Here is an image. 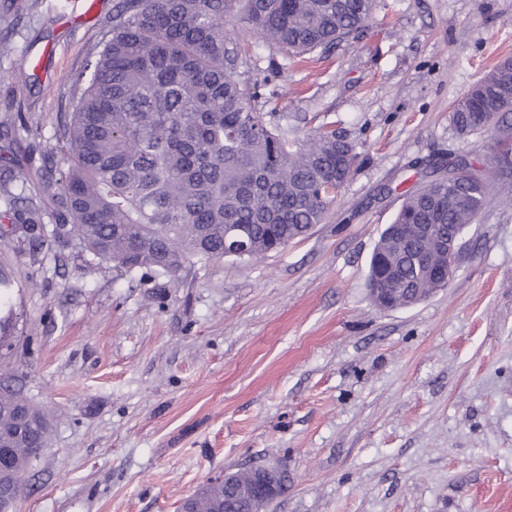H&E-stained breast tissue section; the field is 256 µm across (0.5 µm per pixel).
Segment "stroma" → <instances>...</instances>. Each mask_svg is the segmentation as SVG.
Instances as JSON below:
<instances>
[{
  "instance_id": "35a3bbf8",
  "label": "stroma",
  "mask_w": 512,
  "mask_h": 512,
  "mask_svg": "<svg viewBox=\"0 0 512 512\" xmlns=\"http://www.w3.org/2000/svg\"><path fill=\"white\" fill-rule=\"evenodd\" d=\"M116 2L0 0V154L19 160L0 191L41 195L66 78ZM229 30L273 123L336 129L353 176L282 251L174 278L0 234V383L50 420L16 512H180L276 462L267 512H512V193L465 229L446 288L394 310L367 288L406 193L462 156L500 179L498 132L460 137L451 110L512 57V0H374L357 38L302 60Z\"/></svg>"
}]
</instances>
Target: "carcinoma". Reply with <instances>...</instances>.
I'll return each instance as SVG.
<instances>
[{
    "instance_id": "obj_1",
    "label": "carcinoma",
    "mask_w": 512,
    "mask_h": 512,
    "mask_svg": "<svg viewBox=\"0 0 512 512\" xmlns=\"http://www.w3.org/2000/svg\"><path fill=\"white\" fill-rule=\"evenodd\" d=\"M374 0H118L108 39L68 77L72 112L53 134L41 166L55 224L101 262L125 271L176 276L190 260L224 258L232 228L247 257L306 236L324 221L355 164L353 146L321 128L306 138L267 121L250 86L248 64L226 25L239 13L255 35L288 55L327 51L356 36ZM512 105V58L499 61L452 109L461 135L485 132ZM450 177L409 193L379 240L400 284L429 298L427 243L397 237L401 224H431L444 239L473 223L494 199L482 174L462 157ZM43 200L11 195L3 217L42 223ZM28 401L0 395V436L15 430ZM48 423L13 442L11 465L22 480ZM192 512H248L208 481L191 495Z\"/></svg>"
}]
</instances>
